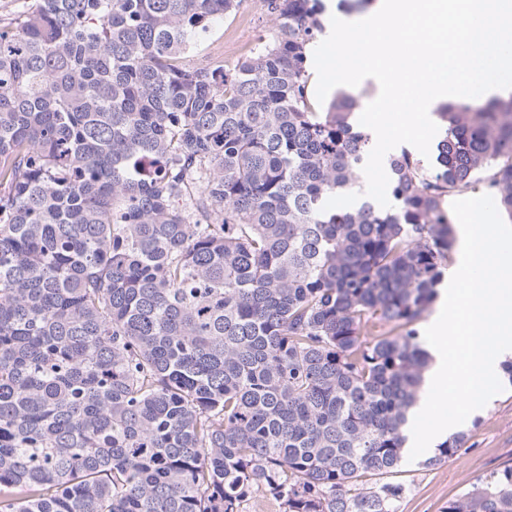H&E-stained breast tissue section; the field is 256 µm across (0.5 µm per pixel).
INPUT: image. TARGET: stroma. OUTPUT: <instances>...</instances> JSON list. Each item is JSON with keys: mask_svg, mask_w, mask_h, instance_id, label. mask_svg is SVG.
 Segmentation results:
<instances>
[{"mask_svg": "<svg viewBox=\"0 0 512 512\" xmlns=\"http://www.w3.org/2000/svg\"><path fill=\"white\" fill-rule=\"evenodd\" d=\"M464 432L465 445L447 462L425 468L407 461L394 473L406 487L397 512H444L479 477L512 463V390L491 398Z\"/></svg>", "mask_w": 512, "mask_h": 512, "instance_id": "1", "label": "stroma"}]
</instances>
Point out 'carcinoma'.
I'll list each match as a JSON object with an SVG mask.
<instances>
[{
	"instance_id": "carcinoma-1",
	"label": "carcinoma",
	"mask_w": 512,
	"mask_h": 512,
	"mask_svg": "<svg viewBox=\"0 0 512 512\" xmlns=\"http://www.w3.org/2000/svg\"><path fill=\"white\" fill-rule=\"evenodd\" d=\"M239 2L0 24V512H397L448 199L512 219V99L443 105L392 207L332 209L372 141L360 96L312 91L324 4L262 0L238 68L195 62ZM445 512H512V464Z\"/></svg>"
}]
</instances>
